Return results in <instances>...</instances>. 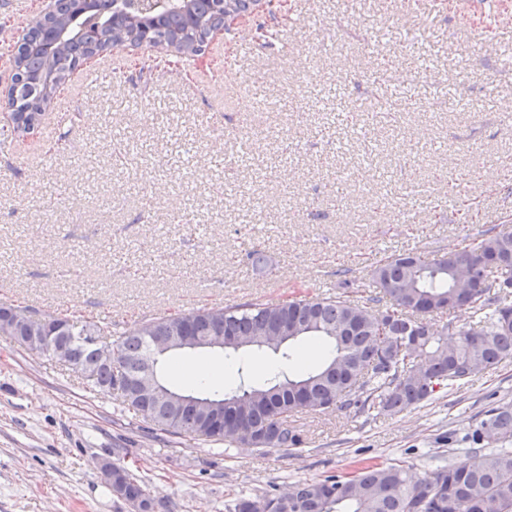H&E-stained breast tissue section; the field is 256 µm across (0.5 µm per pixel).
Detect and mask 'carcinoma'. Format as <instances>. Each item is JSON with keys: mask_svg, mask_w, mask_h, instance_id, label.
<instances>
[{"mask_svg": "<svg viewBox=\"0 0 512 512\" xmlns=\"http://www.w3.org/2000/svg\"><path fill=\"white\" fill-rule=\"evenodd\" d=\"M115 0H91L77 7L64 5L60 20L37 22L32 41L42 45L36 54L20 47L13 56L16 88L8 101L16 128L33 129L42 118V106L56 92L83 56L94 37L106 43L136 44L147 37L189 57L207 45L211 23L224 15L236 17L257 6L258 0H180L169 6L158 0L156 12L134 19L114 6ZM512 255V231L484 236L465 255L469 263L471 295L464 308L465 323L446 333L428 329L426 317L446 311L455 292L451 265L456 254L443 252L428 260L417 253L394 255L371 273L383 317L351 298L352 283L343 279L344 292L327 297H293L282 302H246L164 316L144 321L123 334L114 361L100 360L89 342L93 334L106 335L95 323L31 312L27 334L58 326L60 343L101 391L114 388L144 422L172 436H198L204 431L214 442L249 448L263 454L286 451L302 443L295 426L298 415L322 413L332 404L340 410L356 408L378 415H394L428 401L441 388H451L473 374L512 359V314L509 292L498 284L512 270L494 266L495 256ZM297 331L296 338H313L329 348L317 369L304 367L302 356L290 346L272 350L297 368L291 375L273 371L261 386L243 381L231 392L213 394L224 401V417L206 423L190 401L172 406L141 388L148 373L160 374L153 358L152 340L169 336L250 337ZM468 461L441 467L423 476L404 465H362L344 476L297 484L286 493L242 494L229 512H248L263 504L268 512H512V404L484 412L470 435ZM112 496L131 512H155L147 483L119 458L112 459V478L106 480Z\"/></svg>", "mask_w": 512, "mask_h": 512, "instance_id": "1", "label": "carcinoma"}]
</instances>
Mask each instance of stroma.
<instances>
[{"mask_svg": "<svg viewBox=\"0 0 512 512\" xmlns=\"http://www.w3.org/2000/svg\"><path fill=\"white\" fill-rule=\"evenodd\" d=\"M41 12V0H0L7 44ZM260 22L273 39H255ZM501 34L463 29L448 0H282L177 69L144 47L82 64L0 151V304L116 338L154 317L333 295L344 278L365 304L388 256L512 230ZM215 68L227 92L192 83ZM207 356L228 364V390L278 363ZM502 403L512 361L395 415H299L302 443L259 455L149 430L116 394L0 336V512H131L99 469L112 448L174 512H226L240 494L362 463L420 475L466 461L469 432Z\"/></svg>", "mask_w": 512, "mask_h": 512, "instance_id": "1", "label": "stroma"}]
</instances>
